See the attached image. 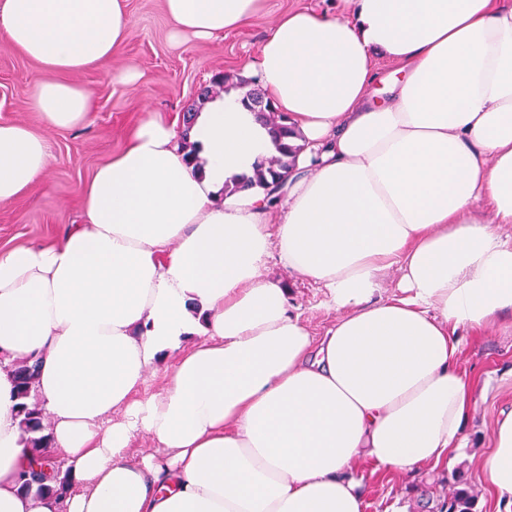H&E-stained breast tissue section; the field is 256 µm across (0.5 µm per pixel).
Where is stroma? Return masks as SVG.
Returning <instances> with one entry per match:
<instances>
[{
	"mask_svg": "<svg viewBox=\"0 0 512 512\" xmlns=\"http://www.w3.org/2000/svg\"><path fill=\"white\" fill-rule=\"evenodd\" d=\"M264 16L221 40L173 42L163 0H126L128 39L110 61L73 74L91 94L86 124L75 130L44 125L32 104L29 82L43 78L25 55L0 46V122L23 123L49 142L50 159L28 191L0 204V247L49 243L82 223L81 193L96 170L120 151L128 131L148 113L170 121L197 103L202 88L212 98L236 87L241 64L256 55L268 28L283 11L297 8L339 12L344 0H267ZM136 68L141 79L118 82L117 74ZM265 276L289 290V304L312 334L321 335L337 317L326 291L311 280L269 261ZM460 363L474 388V407L463 446L446 465L418 472L375 473L362 465L365 512H418L421 496L439 502L446 497L449 471L461 470L473 487L474 512H497V498L483 478L493 448V425L500 410L512 408V332L501 327L459 330Z\"/></svg>",
	"mask_w": 512,
	"mask_h": 512,
	"instance_id": "35a3bbf8",
	"label": "stroma"
}]
</instances>
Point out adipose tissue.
Returning a JSON list of instances; mask_svg holds the SVG:
<instances>
[{
	"label": "adipose tissue",
	"instance_id": "adipose-tissue-1",
	"mask_svg": "<svg viewBox=\"0 0 512 512\" xmlns=\"http://www.w3.org/2000/svg\"><path fill=\"white\" fill-rule=\"evenodd\" d=\"M265 8L164 0L176 42ZM129 33L125 0H0V44L56 75L30 93L57 129L91 110L71 74ZM241 75L295 132L281 183L216 201L275 152L231 89L195 118L201 171L175 124L144 118L86 185L83 224L0 248V512H364L358 462L435 468L460 448L474 399L455 333L512 312V0L289 10ZM49 156L44 137L0 123V203ZM274 256L340 309L324 335L264 276ZM392 269L396 293L375 299ZM29 356L61 496L22 488L32 451L11 363ZM139 435L154 453L134 457ZM483 474L512 512V412Z\"/></svg>",
	"mask_w": 512,
	"mask_h": 512
}]
</instances>
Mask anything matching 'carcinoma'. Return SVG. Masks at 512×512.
<instances>
[{"instance_id":"obj_1","label":"carcinoma","mask_w":512,"mask_h":512,"mask_svg":"<svg viewBox=\"0 0 512 512\" xmlns=\"http://www.w3.org/2000/svg\"><path fill=\"white\" fill-rule=\"evenodd\" d=\"M239 85L246 89L243 94L244 105L265 117L271 125L273 138L278 144V154L257 165L252 177H244L231 186L224 185L223 194L226 196L248 187L265 186L270 179L275 182L282 180L288 175L295 154L299 150V147L286 142V139L292 136V130L286 123V117L275 112L271 103L264 100L258 89L248 87V83L244 80L240 81ZM197 113L198 110L193 107L184 112L183 140H185L186 148H188L185 153L186 158L198 167L200 162L198 161L196 145L189 142V132ZM12 367L19 385L21 424L28 432L41 431L44 429L42 410L35 402V380L39 364L31 358H24L13 363ZM448 486V500L441 506L440 512H473L477 495L468 482L464 480L460 471H452L450 477H448Z\"/></svg>"}]
</instances>
